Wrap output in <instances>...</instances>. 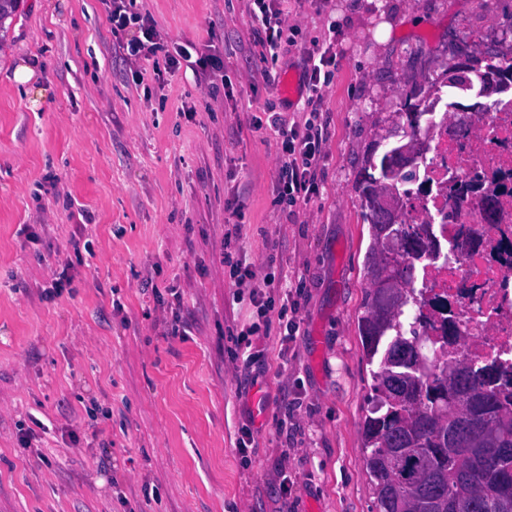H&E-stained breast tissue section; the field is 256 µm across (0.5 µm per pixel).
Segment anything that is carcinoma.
I'll return each mask as SVG.
<instances>
[{
	"label": "carcinoma",
	"instance_id": "obj_1",
	"mask_svg": "<svg viewBox=\"0 0 512 512\" xmlns=\"http://www.w3.org/2000/svg\"><path fill=\"white\" fill-rule=\"evenodd\" d=\"M490 77L506 86L492 104L512 105V97L502 98L512 92V62L496 54L485 57L482 67L459 69L455 86L441 81L411 87L402 100L403 142L415 143L421 106L428 112L442 101L450 107L462 87ZM412 178L392 147L377 143L355 175L372 237L366 255L370 288L358 329L368 362L376 364L363 426L376 512H437L429 508V501L437 499L459 504V512H512L505 508L512 504V400L494 388L497 371L492 366L475 370L458 363L432 370L425 340L415 322L404 318L417 303L411 288L416 267L407 257L421 252L418 232L405 220L397 226L400 248L388 263L380 247V225L371 221L382 186L394 184L403 199L404 185ZM383 274L401 290L399 308L385 320L380 317L385 296L375 287Z\"/></svg>",
	"mask_w": 512,
	"mask_h": 512
}]
</instances>
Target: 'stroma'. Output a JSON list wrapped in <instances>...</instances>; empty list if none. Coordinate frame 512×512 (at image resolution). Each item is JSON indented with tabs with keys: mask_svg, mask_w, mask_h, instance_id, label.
Wrapping results in <instances>:
<instances>
[{
	"mask_svg": "<svg viewBox=\"0 0 512 512\" xmlns=\"http://www.w3.org/2000/svg\"><path fill=\"white\" fill-rule=\"evenodd\" d=\"M137 7L169 45L221 57L226 93L200 98L192 69L161 54L135 84L110 0H18L0 23V512H376L357 329L371 236L355 173L412 84L512 56V0H287L300 34L270 82L246 0ZM331 25L320 194L288 217L275 133L249 119L271 107L301 120L278 81ZM23 63L35 75L19 85ZM228 250L273 255L305 285L296 335L253 337L264 357L245 374L233 362L253 309L232 300ZM62 259L69 284L42 298ZM165 287L195 320L186 332L156 321Z\"/></svg>",
	"mask_w": 512,
	"mask_h": 512,
	"instance_id": "35a3bbf8",
	"label": "stroma"
}]
</instances>
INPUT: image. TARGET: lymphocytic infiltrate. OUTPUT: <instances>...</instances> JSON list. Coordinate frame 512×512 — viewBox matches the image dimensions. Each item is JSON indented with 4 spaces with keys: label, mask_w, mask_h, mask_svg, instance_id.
I'll list each match as a JSON object with an SVG mask.
<instances>
[{
    "label": "lymphocytic infiltrate",
    "mask_w": 512,
    "mask_h": 512,
    "mask_svg": "<svg viewBox=\"0 0 512 512\" xmlns=\"http://www.w3.org/2000/svg\"><path fill=\"white\" fill-rule=\"evenodd\" d=\"M280 0H248L247 11L251 17L255 41L265 59L278 60L283 42L288 41V15L279 6ZM134 0H112L107 22L119 52L129 69L134 83L144 81L141 64L144 60L167 52L168 42L156 21L149 14L134 11ZM336 33L328 31L324 39L308 50L303 65L302 84L304 123L288 124L280 113L269 112L267 117L251 116L254 128L270 126L276 134V180L274 200L281 209L310 203L320 193L318 175L324 157L326 139L316 125L324 105V92L334 78L336 64ZM229 274L237 287L234 300H249L264 326L278 324L281 336L295 335L299 329L296 319L286 311L275 308L276 298L287 296L288 284L272 273V260L263 265L245 263L232 256H225ZM266 267V274H259V267ZM259 279L260 285L243 292L245 281Z\"/></svg>",
    "instance_id": "lymphocytic-infiltrate-1"
}]
</instances>
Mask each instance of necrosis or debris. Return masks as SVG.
Returning <instances> with one entry per match:
<instances>
[{
	"instance_id": "4bbe7bcc",
	"label": "necrosis or debris",
	"mask_w": 512,
	"mask_h": 512,
	"mask_svg": "<svg viewBox=\"0 0 512 512\" xmlns=\"http://www.w3.org/2000/svg\"><path fill=\"white\" fill-rule=\"evenodd\" d=\"M405 210L425 248L412 283L438 365L497 366L512 390V109L436 113Z\"/></svg>"
}]
</instances>
